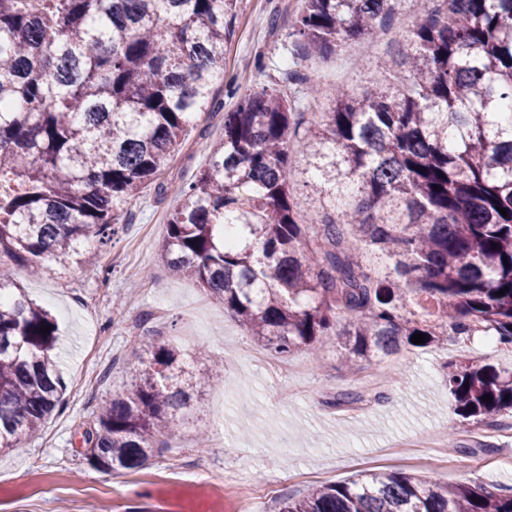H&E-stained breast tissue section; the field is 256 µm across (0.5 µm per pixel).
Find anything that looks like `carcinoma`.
Masks as SVG:
<instances>
[{
    "label": "carcinoma",
    "mask_w": 512,
    "mask_h": 512,
    "mask_svg": "<svg viewBox=\"0 0 512 512\" xmlns=\"http://www.w3.org/2000/svg\"><path fill=\"white\" fill-rule=\"evenodd\" d=\"M399 3L302 0L280 83L224 113V138L167 221L168 267L278 358L338 342L348 366H364L477 332L512 349V0H426L410 48L386 61L394 86L338 88L320 121L298 107L309 82L298 59L379 40ZM234 8L0 0V265L65 268L115 232L186 126L216 106ZM293 149L312 172L313 210L296 195ZM56 341L50 313L0 268V451L62 408ZM140 345L145 368L82 432L98 470L142 467L210 381L178 348ZM442 371L463 419L496 428L512 413V369L462 360ZM279 512H512V486L362 473L286 496Z\"/></svg>",
    "instance_id": "1"
}]
</instances>
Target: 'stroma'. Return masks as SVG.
Masks as SVG:
<instances>
[{
  "mask_svg": "<svg viewBox=\"0 0 512 512\" xmlns=\"http://www.w3.org/2000/svg\"><path fill=\"white\" fill-rule=\"evenodd\" d=\"M300 9V0H236L217 107L195 117L160 177L125 205L112 240L87 245L90 262L10 265L12 280L56 318L53 356L67 390L63 411L38 436L0 452V512H278L284 495L364 471L512 486V429L477 427L455 414L441 372L459 359L511 369L512 351L481 335L463 348L404 349L374 387L373 371H347L337 346L285 359L267 354L194 278L159 257L168 217L182 202L177 186L207 166L203 145L223 138L225 113L278 83ZM389 55L383 38L300 61L322 91L313 112L328 110L336 87L362 94ZM145 336L177 345L211 381L167 448L142 468L104 472L88 464L80 437L102 400L140 369ZM341 391L361 399L331 406ZM439 429L458 449H437L432 463L421 443ZM242 485L251 491L245 505Z\"/></svg>",
  "mask_w": 512,
  "mask_h": 512,
  "instance_id": "35a3bbf8",
  "label": "stroma"
}]
</instances>
